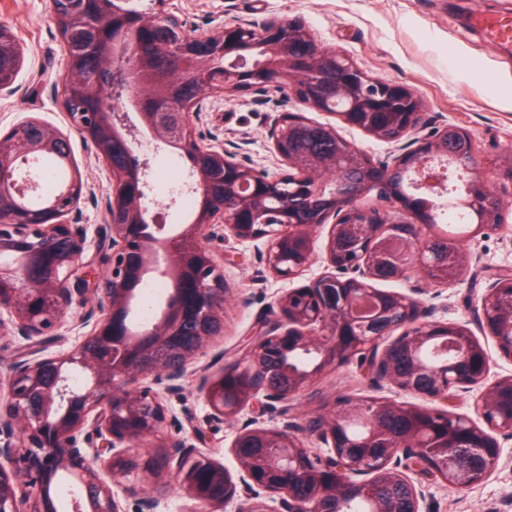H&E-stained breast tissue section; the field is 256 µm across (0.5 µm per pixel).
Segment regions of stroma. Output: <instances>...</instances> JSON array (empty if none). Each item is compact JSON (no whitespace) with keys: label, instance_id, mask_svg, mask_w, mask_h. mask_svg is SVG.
Instances as JSON below:
<instances>
[{"label":"stroma","instance_id":"stroma-1","mask_svg":"<svg viewBox=\"0 0 512 512\" xmlns=\"http://www.w3.org/2000/svg\"><path fill=\"white\" fill-rule=\"evenodd\" d=\"M164 9L176 14L187 28L201 31L217 29L232 19L299 20L320 47L344 50L370 75L412 87L426 105V131L457 125L472 133L480 170L504 200L502 226L465 239L464 248L480 266L512 267V186L498 174L501 159L512 153V47L472 26L480 15H512V0H166ZM0 24L11 29L24 48V64L12 88L0 92V130L27 117L67 128L57 92L66 69V49L52 19L51 0H0ZM298 109L291 94L266 101L254 94L231 100L212 98L196 132L206 139L237 144L243 160L272 172L277 168L270 152L272 120L277 113ZM72 148L87 184L79 220L92 233L105 221L102 202L112 182L93 147L76 137ZM153 165V188L160 196L178 191L188 179V162L172 153H158ZM213 247L233 259L224 268L232 294L224 305L223 339L196 364L216 374L221 364L238 360L260 313L290 284L265 271L253 243L217 241ZM485 287L484 279L467 276L442 288L438 298L426 299L425 304L434 319L458 321L467 315L471 294ZM197 384V377H189L182 396L171 398L169 404L177 413L190 410L211 438L212 457L230 473H237L238 465L227 448L250 414L241 412L234 422L213 418L210 407L196 397ZM341 395H374L361 383L356 364L324 373L314 393L300 401L297 413L303 418L313 416L325 402ZM501 444L502 456L493 474L466 495L424 481L434 512H512V437Z\"/></svg>","mask_w":512,"mask_h":512}]
</instances>
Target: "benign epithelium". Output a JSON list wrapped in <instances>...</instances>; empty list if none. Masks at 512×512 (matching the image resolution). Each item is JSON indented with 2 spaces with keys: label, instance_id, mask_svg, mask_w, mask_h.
<instances>
[{
  "label": "benign epithelium",
  "instance_id": "obj_1",
  "mask_svg": "<svg viewBox=\"0 0 512 512\" xmlns=\"http://www.w3.org/2000/svg\"><path fill=\"white\" fill-rule=\"evenodd\" d=\"M67 47L60 83L69 130L35 136L27 152L16 141L43 121L29 117L0 133V335L26 342L24 358L0 364V512H58L61 481L72 487L74 512H126L121 495H138L136 512H163L169 479L201 506L241 502L239 512H345L348 501L381 468L400 501L377 502L374 512H430L413 476L423 475L463 494L491 475L512 434V376L490 379L491 357L469 324L490 337L512 361V269L489 275L463 321L431 319L424 297L459 280L472 265L464 248L449 257L428 233L439 211H469L480 229L494 227L501 197L479 174L474 139L449 125L409 142L424 125L425 103L402 83L370 76L344 51L321 49L301 21L262 24L233 19L208 32L189 30L163 11L112 10L107 0H51ZM110 30L106 70L91 83L125 86L111 112H72V70L97 54L98 36ZM15 52L0 59L18 71L23 52L0 26V42ZM206 83L205 92L179 112L165 99L166 84ZM293 93L303 110L273 121L271 150L282 169L271 173L238 159V148L205 144L195 124L212 96ZM335 116L377 141L396 144L391 161H376L344 139ZM76 133L107 164L112 192L106 223L89 253L78 222L85 183L73 157ZM169 151L190 163L184 191L199 197L191 221L172 233L153 195L150 155ZM55 154L72 176L42 208L20 203L31 188L25 167ZM465 189L447 190L449 171ZM264 242L258 260L280 280L295 281L317 261L325 272L275 300L248 337L239 360L213 377L191 368L224 335V301L230 288L224 256L213 241ZM103 276H92L98 260ZM170 288L164 307L145 325L132 319L136 292L150 275ZM401 282V291L377 287ZM81 330L69 351L43 354L42 345L67 322L75 302ZM451 342L455 356L422 358L431 344ZM316 354L304 370L288 366L297 351ZM358 364L367 385L416 398L353 399L339 396L329 410L301 419L297 401L329 368ZM213 414L251 418L229 451L233 477L205 452L206 433L172 414L168 400L183 393L190 373ZM231 380L233 388L225 389ZM476 392L478 419L454 411L459 392ZM276 410L280 422L263 417ZM184 436L166 438L169 426ZM441 449L436 454L435 449Z\"/></svg>",
  "mask_w": 512,
  "mask_h": 512
}]
</instances>
